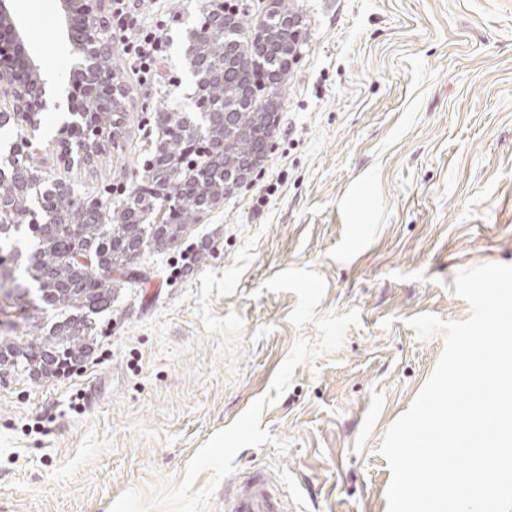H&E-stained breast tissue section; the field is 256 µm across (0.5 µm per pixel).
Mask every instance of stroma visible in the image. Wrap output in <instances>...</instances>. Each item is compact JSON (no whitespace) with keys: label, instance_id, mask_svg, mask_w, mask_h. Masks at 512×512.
<instances>
[{"label":"stroma","instance_id":"1","mask_svg":"<svg viewBox=\"0 0 512 512\" xmlns=\"http://www.w3.org/2000/svg\"><path fill=\"white\" fill-rule=\"evenodd\" d=\"M291 2L300 49L247 182L140 251L70 378L0 372V512H224L225 482L257 469L291 512H388L380 446L444 342L410 321L466 319L458 271L512 264V0ZM135 5L170 16L176 82L138 85L113 53L122 133L72 164L57 0H12L55 77L35 129L0 94V158L22 136L82 198L132 185L154 112L194 109L202 0Z\"/></svg>","mask_w":512,"mask_h":512}]
</instances>
